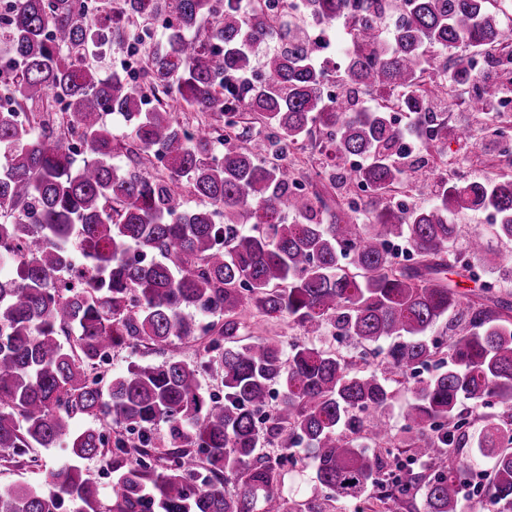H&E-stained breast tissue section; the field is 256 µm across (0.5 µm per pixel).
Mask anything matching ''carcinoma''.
Listing matches in <instances>:
<instances>
[{
  "label": "carcinoma",
  "instance_id": "1",
  "mask_svg": "<svg viewBox=\"0 0 512 512\" xmlns=\"http://www.w3.org/2000/svg\"><path fill=\"white\" fill-rule=\"evenodd\" d=\"M0 1V74H11L0 77V262L15 268L0 278V460L65 440L71 457L108 456L115 473L105 502L72 463L46 489L0 488V512H65L67 501L75 512H288L281 470L302 444L315 480L354 512L421 490L425 512H457L469 445L493 462L471 508L512 505V290L500 279L512 251L481 269L484 234L456 253L451 220L492 211L512 243V177L441 178L425 205L374 204L428 179L394 161L406 132L390 113L412 114L441 158L449 136L472 133L431 97L452 89L471 111H495L502 81L474 80L473 54L512 56V0H395L388 17L382 0H301V17L343 26L332 68L281 0L220 11L214 0H96L92 15L81 0ZM161 18L140 76L104 71V46L121 51ZM361 92L374 105H359ZM185 108L203 120L180 122ZM489 133L503 153L512 125ZM315 142L335 161L330 186L369 200L338 192L331 208L300 183L290 156ZM355 155L368 162L347 168ZM183 182L201 205L186 206ZM391 240L408 244L407 262ZM451 268L479 292L462 293ZM249 315L328 327L359 351L249 340ZM444 318L447 348L430 336ZM199 336L197 360L99 373L117 346ZM381 340V367L361 368ZM209 373L222 394L205 390ZM393 375L416 379L408 463L385 416ZM78 416L101 425L77 431ZM276 442L279 456L261 453Z\"/></svg>",
  "mask_w": 512,
  "mask_h": 512
}]
</instances>
